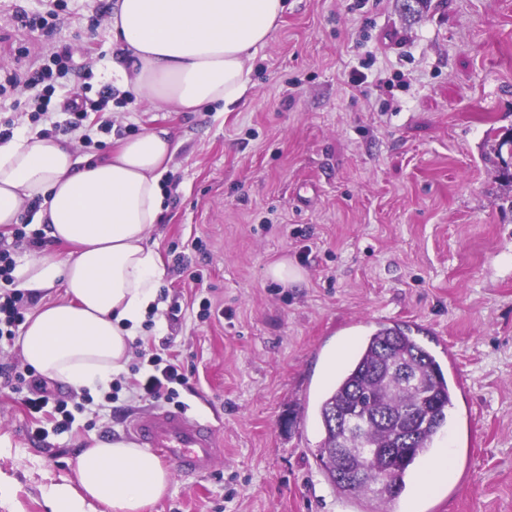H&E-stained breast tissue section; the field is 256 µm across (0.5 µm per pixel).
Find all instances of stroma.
<instances>
[{
	"label": "stroma",
	"mask_w": 512,
	"mask_h": 512,
	"mask_svg": "<svg viewBox=\"0 0 512 512\" xmlns=\"http://www.w3.org/2000/svg\"><path fill=\"white\" fill-rule=\"evenodd\" d=\"M254 53L249 89L228 112H157L144 98L111 104V132H74L78 153L168 127L179 149L148 242L160 254L158 309L123 373L56 398L75 406L69 431L47 426L0 378V474L17 492L0 512H48L46 486L73 480L92 439H129L131 421L172 404L215 426L224 457L205 475L172 474L150 512H341L316 457L315 404L348 343L381 324L436 337L467 393L433 441L452 472L429 492L408 484L388 512H512V211L496 179L489 130L512 129V0H287ZM0 0V121L33 135L27 71L65 44L92 62V90L123 91L112 69L109 0H67L53 36L16 25ZM368 79L352 90L347 77ZM286 259L302 282L266 275ZM190 377L174 400L129 386L152 355Z\"/></svg>",
	"instance_id": "stroma-1"
}]
</instances>
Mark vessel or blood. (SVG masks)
I'll list each match as a JSON object with an SVG mask.
<instances>
[{
  "label": "vessel or blood",
  "mask_w": 512,
  "mask_h": 512,
  "mask_svg": "<svg viewBox=\"0 0 512 512\" xmlns=\"http://www.w3.org/2000/svg\"><path fill=\"white\" fill-rule=\"evenodd\" d=\"M130 433L139 447L157 453L181 474L209 473L222 451L214 427L184 409L151 411L134 420Z\"/></svg>",
  "instance_id": "b4317fda"
}]
</instances>
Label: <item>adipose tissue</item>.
Masks as SVG:
<instances>
[{
	"instance_id": "ef3b65f1",
	"label": "adipose tissue",
	"mask_w": 512,
	"mask_h": 512,
	"mask_svg": "<svg viewBox=\"0 0 512 512\" xmlns=\"http://www.w3.org/2000/svg\"><path fill=\"white\" fill-rule=\"evenodd\" d=\"M286 8V0H117L113 66L154 110L231 106L247 89L251 55ZM176 151L164 129L124 139L87 164L64 137L20 132L0 141V228L19 223L34 203L35 223L70 247L21 271V289L36 295L65 285V298L38 304L18 339L24 360L44 376L78 390L124 370L157 300L161 259L147 238ZM74 462V483L43 492L50 512H88L95 502L109 512H147L170 482L154 454L122 439L93 440Z\"/></svg>"
}]
</instances>
